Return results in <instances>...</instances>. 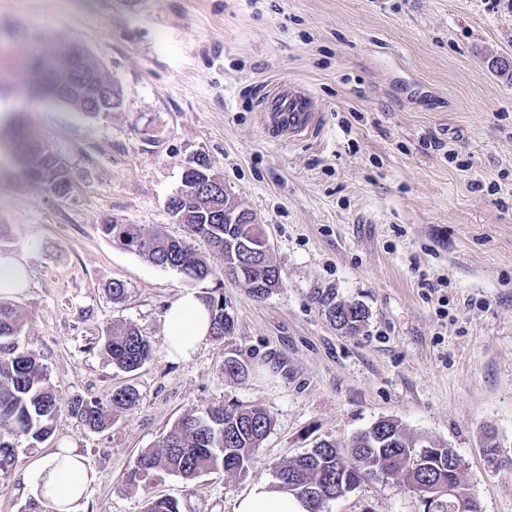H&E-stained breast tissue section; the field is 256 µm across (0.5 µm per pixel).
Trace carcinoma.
Returning <instances> with one entry per match:
<instances>
[{
  "instance_id": "cac0c4a2",
  "label": "carcinoma",
  "mask_w": 512,
  "mask_h": 512,
  "mask_svg": "<svg viewBox=\"0 0 512 512\" xmlns=\"http://www.w3.org/2000/svg\"><path fill=\"white\" fill-rule=\"evenodd\" d=\"M51 60L42 56L25 68L22 85L37 92L49 90V75L41 65ZM23 154L24 178L66 184L62 167L31 134L15 142ZM218 221L190 214L184 226L189 234L206 240L212 250L208 258L187 241L161 236L145 224H125L110 218L100 224L102 234L147 262L184 274L192 280L215 281L216 287L203 296L210 308V336L222 340L234 333L235 320L224 318V279L247 288L256 299L271 295L268 285L284 286L282 270L271 253L254 255L249 250L263 246L264 231L253 214L241 224L224 223V191L200 192ZM317 303L338 329L359 333L368 312L358 302H338L335 292L319 291ZM22 313L14 303L0 299V471L15 465V440L39 443L52 433L61 409L59 396L39 358L20 344ZM101 348L112 365L134 372L150 360L153 342L129 324L107 327ZM224 371L237 380L250 374L249 365L236 356L224 358ZM133 387L101 397L74 396L67 411L82 426L101 432L112 425L114 415L139 401ZM273 419L261 406L232 404L212 406L202 413L189 412L175 421L157 449L141 451L127 473L132 486L146 484L161 473L193 480L213 470L245 476L255 462L256 449L270 432ZM400 477L421 492L436 486L448 489L444 501L428 502L427 512H482L477 500L461 482L462 459L450 448H435L430 442L409 437L393 419H381L342 446L334 440L316 443L285 463L276 473L281 488L294 492L311 504L309 512H325L326 505L374 477ZM144 512H180L170 498H151Z\"/></svg>"
}]
</instances>
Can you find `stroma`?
<instances>
[{"instance_id": "35a3bbf8", "label": "stroma", "mask_w": 512, "mask_h": 512, "mask_svg": "<svg viewBox=\"0 0 512 512\" xmlns=\"http://www.w3.org/2000/svg\"><path fill=\"white\" fill-rule=\"evenodd\" d=\"M81 44L116 81L121 109L90 118L29 100L19 74L39 49ZM512 0H0V130L22 121L66 163L63 199L15 177L0 140V254L29 266L14 303L22 345L61 399L127 386L138 405L94 433L60 413L44 443L16 442L17 467L73 440L98 475L79 512H233L258 480L323 439L381 418L456 451L482 512H512ZM291 81L313 101L309 128L269 139L261 104ZM203 154L263 224L283 288L265 299L225 282L235 332L169 359L164 315L192 282L124 250L105 218L186 237L167 199ZM128 286L113 301V280ZM430 287H422V280ZM363 303L364 329L336 330L316 302ZM133 324L154 349L139 370L98 341ZM236 353L251 372L224 373ZM258 405L274 425L248 475L127 484L134 458L183 414ZM501 450L486 462L488 445ZM328 512H424L393 479L367 480Z\"/></svg>"}]
</instances>
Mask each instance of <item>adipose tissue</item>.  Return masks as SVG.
I'll use <instances>...</instances> for the list:
<instances>
[{
  "instance_id": "obj_1",
  "label": "adipose tissue",
  "mask_w": 512,
  "mask_h": 512,
  "mask_svg": "<svg viewBox=\"0 0 512 512\" xmlns=\"http://www.w3.org/2000/svg\"><path fill=\"white\" fill-rule=\"evenodd\" d=\"M209 311L197 292L174 300L164 317L168 355L190 361L209 336ZM20 481L36 501L49 503L53 512H78L81 500L97 475L70 443L32 458L19 472ZM233 512H307L305 501L274 483L258 481L239 499Z\"/></svg>"
}]
</instances>
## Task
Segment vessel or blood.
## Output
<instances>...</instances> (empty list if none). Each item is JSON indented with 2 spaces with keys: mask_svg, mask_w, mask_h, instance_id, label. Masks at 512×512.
<instances>
[{
  "mask_svg": "<svg viewBox=\"0 0 512 512\" xmlns=\"http://www.w3.org/2000/svg\"><path fill=\"white\" fill-rule=\"evenodd\" d=\"M262 112L263 127L270 137L295 136L311 121V97L304 89L284 82L268 94Z\"/></svg>",
  "mask_w": 512,
  "mask_h": 512,
  "instance_id": "1",
  "label": "vessel or blood"
}]
</instances>
